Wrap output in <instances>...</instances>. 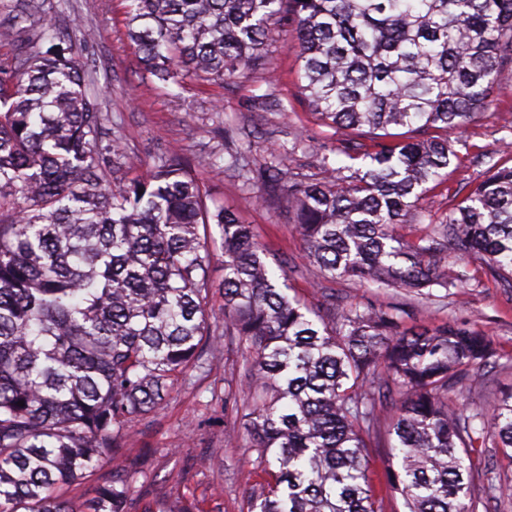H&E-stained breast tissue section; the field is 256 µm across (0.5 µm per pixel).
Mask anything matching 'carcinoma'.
<instances>
[{
  "instance_id": "cac0c4a2",
  "label": "carcinoma",
  "mask_w": 512,
  "mask_h": 512,
  "mask_svg": "<svg viewBox=\"0 0 512 512\" xmlns=\"http://www.w3.org/2000/svg\"><path fill=\"white\" fill-rule=\"evenodd\" d=\"M11 2L0 40L43 10ZM126 28L143 67L179 87H229L293 33L301 98L342 134L322 147L330 179L292 176L279 151L252 168L240 138H224L225 167L294 212L317 277L430 300L462 287L455 266L478 255L485 274L512 280V157L441 217L423 207L459 160L448 130L487 109L512 67V0H130ZM36 38L49 48L20 43L0 68V512H128L126 475L84 501L58 488L112 461L136 419L200 367L218 255L224 336L244 366L241 395L224 401L248 412L269 476L247 489L249 512H383L368 474L382 442L386 495L407 512L488 509L484 448L512 467V392L472 408L448 395L491 364L495 339L463 323L404 329L399 305L289 294L284 263L237 210L207 206L177 155L112 186L136 162L99 111L80 46L50 26ZM364 127L369 149L352 137ZM413 217L429 223L407 240L398 227Z\"/></svg>"
}]
</instances>
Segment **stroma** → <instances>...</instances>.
<instances>
[{"mask_svg": "<svg viewBox=\"0 0 512 512\" xmlns=\"http://www.w3.org/2000/svg\"><path fill=\"white\" fill-rule=\"evenodd\" d=\"M128 0H45L36 25H52L65 32L91 29L96 38L85 53L96 61L92 89L108 112L126 152L149 170L161 157L178 155L188 160L208 205L237 209L253 225L263 245L284 261L290 284L308 302L321 292L335 294L341 305L397 303L392 291L358 287L348 279L317 282L308 271L303 242L292 215L270 197L248 196L240 182L224 170L223 129L239 137L259 136L254 163H263L267 149L290 145L296 131H305L311 148L285 160L298 177H323L321 146H335L336 133L309 112L297 88V47L293 34H281L269 52L242 75L232 88L217 83H193L186 89L159 81L144 71L126 36ZM275 63L282 111L262 105L268 63ZM492 109L478 115L464 131L449 132V140H465L460 160L449 167L440 184L424 202L442 215L449 202H462L491 165L490 153L512 152V71H502L490 90ZM139 169V170H140ZM475 273L467 287L455 289L444 302L414 303L403 326L435 328L452 319L486 331L497 343V363L486 384L463 389L456 403L483 405L512 391V289L484 274L479 257L468 259ZM205 371L175 391L155 412L133 427L122 452L93 472L83 483L61 487L66 498L87 497L95 484L112 476L136 471L130 512H153L156 503L168 507L196 504L199 512H247L245 490L264 481L249 446L248 422L225 413L224 390L239 387L241 357L234 343L216 336L204 348ZM236 429L229 440L227 429Z\"/></svg>", "mask_w": 512, "mask_h": 512, "instance_id": "stroma-1", "label": "stroma"}]
</instances>
